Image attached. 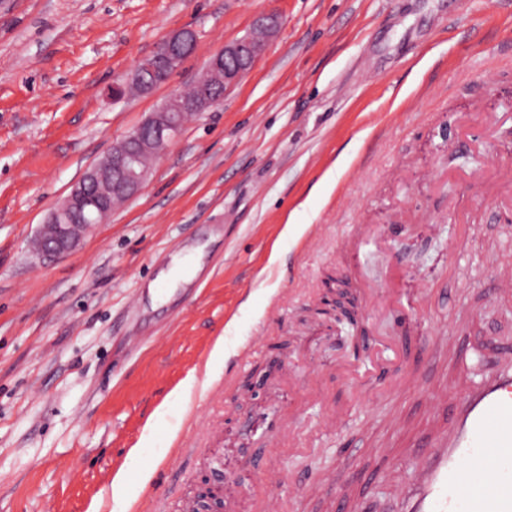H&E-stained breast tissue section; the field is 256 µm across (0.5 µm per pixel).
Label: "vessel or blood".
Segmentation results:
<instances>
[{
	"instance_id": "vessel-or-blood-1",
	"label": "vessel or blood",
	"mask_w": 512,
	"mask_h": 512,
	"mask_svg": "<svg viewBox=\"0 0 512 512\" xmlns=\"http://www.w3.org/2000/svg\"><path fill=\"white\" fill-rule=\"evenodd\" d=\"M446 433L422 445L406 512H512V350L449 413Z\"/></svg>"
}]
</instances>
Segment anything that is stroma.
<instances>
[{
	"instance_id": "35a3bbf8",
	"label": "stroma",
	"mask_w": 512,
	"mask_h": 512,
	"mask_svg": "<svg viewBox=\"0 0 512 512\" xmlns=\"http://www.w3.org/2000/svg\"><path fill=\"white\" fill-rule=\"evenodd\" d=\"M264 11L262 58L140 193L39 257L81 174ZM184 27L168 81L113 96ZM504 274L512 0H0V512H113L118 478L130 512L219 479L243 497L224 512H260V465L284 512L386 507L512 346ZM330 275L356 322L319 315ZM219 338V393L182 397Z\"/></svg>"
}]
</instances>
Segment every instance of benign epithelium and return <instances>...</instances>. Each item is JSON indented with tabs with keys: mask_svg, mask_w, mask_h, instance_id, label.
<instances>
[{
	"mask_svg": "<svg viewBox=\"0 0 512 512\" xmlns=\"http://www.w3.org/2000/svg\"><path fill=\"white\" fill-rule=\"evenodd\" d=\"M279 26L280 18L275 13L255 16L248 35L225 45L223 51L209 60L193 97L171 93L144 122L114 143L104 158L85 170L39 230L38 252L46 258L71 252L88 228L110 218L113 198L126 200L138 194L148 177L142 157L160 156L180 132L184 115L203 112L220 103L224 94L264 54ZM197 41V31L192 28L167 36L148 58L136 65L134 79L138 91L148 93L165 81L194 51ZM346 304L347 298L338 292L334 300L324 301L319 313L337 318L347 313Z\"/></svg>",
	"mask_w": 512,
	"mask_h": 512,
	"instance_id": "obj_1",
	"label": "benign epithelium"
}]
</instances>
